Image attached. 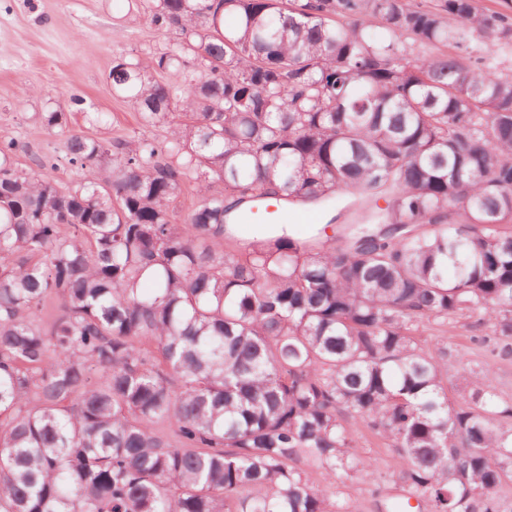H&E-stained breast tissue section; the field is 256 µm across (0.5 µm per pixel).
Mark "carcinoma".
I'll list each match as a JSON object with an SVG mask.
<instances>
[{
	"instance_id": "carcinoma-1",
	"label": "carcinoma",
	"mask_w": 512,
	"mask_h": 512,
	"mask_svg": "<svg viewBox=\"0 0 512 512\" xmlns=\"http://www.w3.org/2000/svg\"><path fill=\"white\" fill-rule=\"evenodd\" d=\"M151 2L183 35L154 68L197 79L109 78L164 144L71 134V164L110 169L74 185L0 145V512H349L358 474L379 512H512V404L418 339L476 317L512 353V15ZM278 202L355 219L302 239ZM355 438L360 451L377 459L384 471L391 473L397 470V463L386 444L387 441L362 426L357 430Z\"/></svg>"
}]
</instances>
